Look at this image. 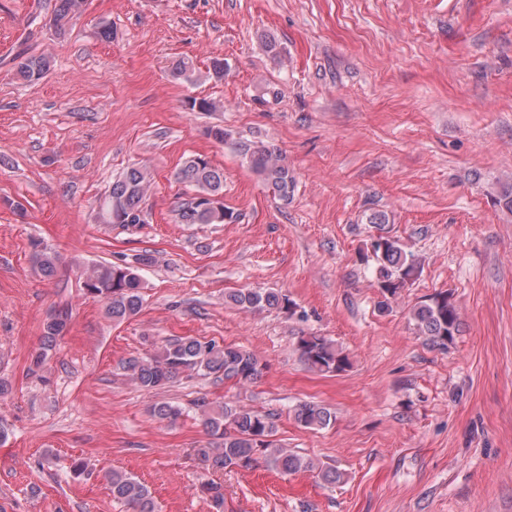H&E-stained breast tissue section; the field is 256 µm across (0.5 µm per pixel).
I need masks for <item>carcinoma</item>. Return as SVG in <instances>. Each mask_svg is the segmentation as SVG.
I'll return each mask as SVG.
<instances>
[{
    "mask_svg": "<svg viewBox=\"0 0 512 512\" xmlns=\"http://www.w3.org/2000/svg\"><path fill=\"white\" fill-rule=\"evenodd\" d=\"M85 0H55L51 23L62 33L69 22L83 11ZM51 69V59L45 54H30L15 58V76L25 82L43 79ZM239 153L249 163L273 198L286 202L293 195L295 178L288 163L278 151L256 142H240ZM177 179L192 187L195 194H214L224 191V170L210 160L195 155L186 158L176 173ZM150 188L148 173L131 166L112 182L109 193L99 205V220L112 223V215L122 214L136 224L141 221ZM178 219L182 224H224L234 219V213L225 208L203 210L195 198L181 203ZM370 223L380 234L370 243L376 262V284L386 299L399 291L420 273L415 256L400 241L383 231L386 215L377 213ZM33 259L40 273L49 278L56 272L60 256L54 251L39 249ZM155 258L148 253L136 258V265L127 263H92L81 270L83 288L103 301L106 315L114 322L136 316L143 307V281L138 266H151ZM224 304L239 310L279 309L291 306L286 295L276 291L237 290L224 296ZM411 319L430 345L448 348L460 331L459 314L448 293L441 292L413 306ZM69 311L55 309L47 316L38 348L31 356L30 371L37 375L44 367L58 340L67 327ZM301 358L311 368L322 373H341L351 366L349 356L333 341L323 336H302L298 341ZM128 379L147 392L172 383L189 371L195 375L212 376L216 380L248 385L257 379L261 363L252 352L213 340L179 337L167 342L155 353L133 358L123 366ZM205 428L219 436L217 448L203 452L214 469H251L264 462L277 472L288 475L299 471H315L326 484L342 481L343 473L330 465H319L312 459L294 453L276 443L275 415L253 407L215 404L202 400L195 403ZM153 415L160 420L174 421L181 409L169 402H157ZM296 421L307 429L327 427L333 420L329 408L315 402L299 406ZM112 499L129 506L131 512H157V504L148 487L137 478L119 470L106 475ZM201 492L209 501L212 512H224V489L213 482L201 485Z\"/></svg>",
    "mask_w": 512,
    "mask_h": 512,
    "instance_id": "cac0c4a2",
    "label": "carcinoma"
}]
</instances>
